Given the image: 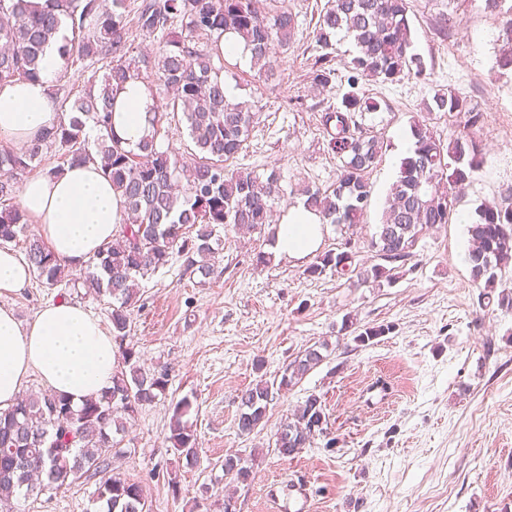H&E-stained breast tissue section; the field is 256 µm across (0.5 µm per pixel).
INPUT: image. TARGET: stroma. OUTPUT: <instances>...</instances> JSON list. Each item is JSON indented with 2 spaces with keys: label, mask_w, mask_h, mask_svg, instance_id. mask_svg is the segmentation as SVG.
Returning <instances> with one entry per match:
<instances>
[{
  "label": "stroma",
  "mask_w": 512,
  "mask_h": 512,
  "mask_svg": "<svg viewBox=\"0 0 512 512\" xmlns=\"http://www.w3.org/2000/svg\"><path fill=\"white\" fill-rule=\"evenodd\" d=\"M325 0H288L298 29L277 55L276 74L255 81L250 62L224 57L227 88L260 102L250 141L232 168L279 169L286 190L280 211L300 201L304 186L329 187L337 159L327 148L320 115L348 90L310 91L313 32ZM414 48L424 78L364 83L386 102L364 123L385 141L369 173L371 204L362 224L327 225L322 251L352 242L355 262L368 268L380 256L369 246L395 180L412 120L425 116L435 86L452 87L485 114L477 137L484 163L457 205L472 213L512 187V75L500 74L496 54L506 36L502 18L485 0H410ZM223 242L218 272L208 283L186 270L181 257L141 280L130 339L147 367H165L169 385L126 425L118 472L139 482L150 512H193L234 494L239 512H289L288 490L301 484L306 512H512V314L479 316V290L466 261L467 227L446 224L423 236L412 259L391 282L357 285L332 273L308 277L311 258H271V228L242 236L217 228ZM270 260L260 265L258 254ZM60 289L30 281L0 297L28 323ZM389 333L360 343L366 328ZM322 345L323 361L270 404L263 428L236 429L239 395L260 379L281 378L300 352ZM318 395L327 432L312 447L283 458L276 433L309 394ZM191 415L199 458L184 467L167 438L172 409L182 397ZM250 466L244 483L224 477L227 455ZM178 488H170V478ZM97 479L17 493L13 512H96Z\"/></svg>",
  "instance_id": "stroma-1"
}]
</instances>
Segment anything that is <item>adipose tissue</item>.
<instances>
[{
	"label": "adipose tissue",
	"instance_id": "1",
	"mask_svg": "<svg viewBox=\"0 0 512 512\" xmlns=\"http://www.w3.org/2000/svg\"><path fill=\"white\" fill-rule=\"evenodd\" d=\"M57 41L45 49L40 78L0 86V142L26 143L56 126L60 114L49 83L62 60ZM155 102L144 82L125 84L114 101L113 131L126 147L149 132ZM20 205L56 258L69 267L83 266L115 237L124 219L120 196L93 163L66 166L56 176L27 179ZM324 238L317 212L299 203L275 227L273 252L281 260L315 254ZM118 348L112 335L84 307L58 301L45 305L28 324L13 308L0 306V409L11 408L31 374H39L48 391L74 404L100 395L112 384Z\"/></svg>",
	"mask_w": 512,
	"mask_h": 512
}]
</instances>
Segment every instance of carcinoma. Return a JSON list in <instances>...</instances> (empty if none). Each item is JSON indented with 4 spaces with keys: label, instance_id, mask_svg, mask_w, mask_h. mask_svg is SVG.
<instances>
[{
    "label": "carcinoma",
    "instance_id": "carcinoma-1",
    "mask_svg": "<svg viewBox=\"0 0 512 512\" xmlns=\"http://www.w3.org/2000/svg\"><path fill=\"white\" fill-rule=\"evenodd\" d=\"M505 2L485 0L489 11L505 18L506 42L497 58L503 75L512 73V6L504 7ZM408 11V0H326L320 11L315 27L320 54L314 57L309 82L322 92L332 90L337 70L331 50L340 39L350 40L355 48L347 76L349 91L340 106L321 115L328 147L340 161L336 183L325 190L303 189L306 205L324 224L363 223L372 194L367 175L382 155L384 140L358 121L365 113L379 111L381 103L362 91L360 81L393 83L426 75L422 57L413 51ZM64 20L70 21L73 38L61 49L63 64L52 91L63 118L20 151H0V247L23 234L27 263L44 287L63 285L110 297L112 336L122 367L112 376L109 390L79 407L46 391L0 410V508L10 512L13 497L21 490L37 496L94 471L101 475L96 499L107 512H148L142 486L109 470L119 445L115 435L125 432L138 409L154 402L168 386L166 371L141 364L135 346L127 342L139 280L178 253L186 269L206 283L220 250V243L213 240L215 228L250 231L269 225L284 198L276 170L263 177L228 169L227 162L251 135L255 105L227 95L222 51L217 45L209 51L201 48L195 38L237 37L250 54L251 68L267 80L274 75L276 50L288 46L297 20L287 0H142L132 21L127 0H111L109 7L103 0H47L39 10L31 9L27 0H0V83L38 79L42 54ZM132 23L145 34L159 36L154 54H133ZM178 23L177 34L173 26ZM104 59L109 64L99 77L96 65ZM76 64L91 76L85 89L73 96L62 81ZM139 78L153 96L163 99L164 108L152 112L150 133L136 148L127 149L112 131L114 99L124 83ZM425 111L448 114L456 131L445 141L430 124H411L414 149L400 161L370 241L389 263L413 257L423 235L450 222L458 193L483 163L477 139L483 112L449 87L434 89ZM168 114L181 115L194 146L188 159L159 145V139L168 136L162 126ZM89 122L100 132L92 142L84 133ZM48 153L57 162L48 175L67 165L100 160L112 188L134 217L76 278L41 237L26 235L28 218L16 202L20 176ZM468 232L473 243L468 254L472 281L489 306L499 277L512 265V192L479 205ZM354 262L350 248L328 251L306 274L316 277L331 269L354 274L363 283L392 279L387 267L378 264L362 271ZM322 360L319 349L309 347L288 365L278 385L261 380L243 390L238 435L254 433L275 394L296 384ZM192 408L187 397L174 404L169 436L178 458L188 466L198 454L193 423L186 419ZM326 424L321 398L309 395L282 423L276 439L279 455L292 457L311 447L325 433ZM249 472L240 458H224V475L244 482Z\"/></svg>",
    "mask_w": 512,
    "mask_h": 512
}]
</instances>
